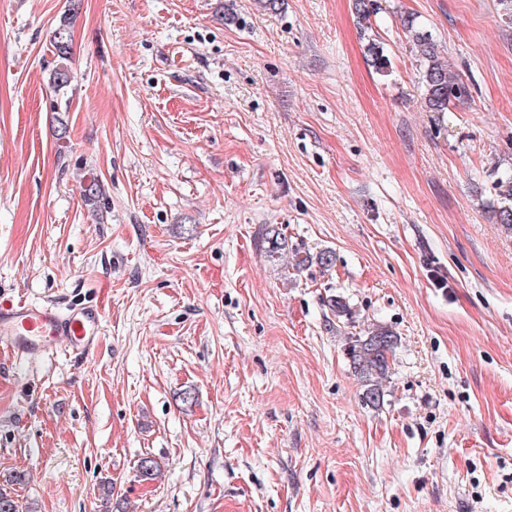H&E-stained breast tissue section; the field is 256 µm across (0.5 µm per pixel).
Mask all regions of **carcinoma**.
<instances>
[{
	"instance_id": "obj_1",
	"label": "carcinoma",
	"mask_w": 512,
	"mask_h": 512,
	"mask_svg": "<svg viewBox=\"0 0 512 512\" xmlns=\"http://www.w3.org/2000/svg\"><path fill=\"white\" fill-rule=\"evenodd\" d=\"M354 9L359 25L366 29L372 28L371 18L377 9L375 0H354ZM403 29L415 49L424 102L429 110L446 112L449 106L470 99L469 85L439 56L432 33L419 23L417 17L409 15L404 18ZM52 46L60 59V65L53 71L51 83L54 88L62 90L70 82L67 61L72 54L73 38L69 18H64L54 30ZM367 52L377 70L382 71L390 64L382 46L376 41H369ZM499 197L497 221L512 230V172L500 178ZM260 242L264 253L272 259L281 257L288 250V241L275 227L265 229ZM335 262V253L331 250L323 249L311 254L297 249L293 253L292 266L297 271L313 265L329 270ZM397 341L398 336L383 325L372 327L363 335L346 337L344 351L352 371L363 387V402L368 405L378 408L383 404V382L389 377L390 356L393 355ZM159 470L160 463L152 457L138 460L137 473L143 481L155 479Z\"/></svg>"
}]
</instances>
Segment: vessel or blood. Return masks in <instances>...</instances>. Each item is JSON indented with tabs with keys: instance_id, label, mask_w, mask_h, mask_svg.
Masks as SVG:
<instances>
[{
	"instance_id": "1",
	"label": "vessel or blood",
	"mask_w": 512,
	"mask_h": 512,
	"mask_svg": "<svg viewBox=\"0 0 512 512\" xmlns=\"http://www.w3.org/2000/svg\"><path fill=\"white\" fill-rule=\"evenodd\" d=\"M102 311L80 304L62 312L52 303L19 299L0 302V338L16 356L46 355L64 349L89 356L102 336Z\"/></svg>"
}]
</instances>
